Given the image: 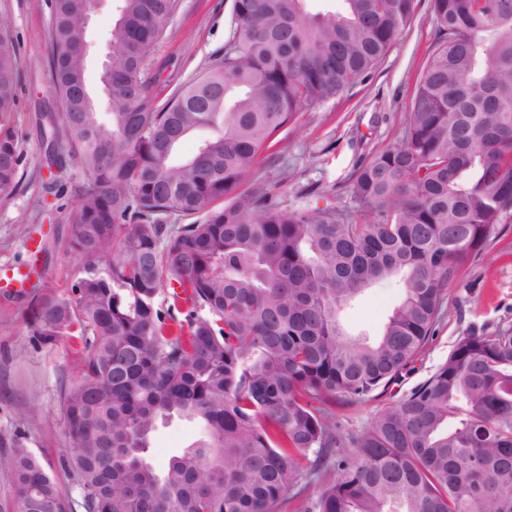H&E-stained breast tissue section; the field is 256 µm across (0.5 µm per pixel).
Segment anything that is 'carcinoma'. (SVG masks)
Wrapping results in <instances>:
<instances>
[{"instance_id":"cac0c4a2","label":"carcinoma","mask_w":512,"mask_h":512,"mask_svg":"<svg viewBox=\"0 0 512 512\" xmlns=\"http://www.w3.org/2000/svg\"><path fill=\"white\" fill-rule=\"evenodd\" d=\"M233 0L224 56L165 104L145 61L178 0H120L101 83L108 122L77 112L88 52L86 0H52L53 111L41 141L77 168L70 247L91 259L66 299L28 309L40 335L84 354L62 394L63 465L84 512H512V329L460 337L442 364L358 434L336 424L399 377L441 318L445 290L512 223V0H431L439 43L401 142L355 173L345 209L292 208L243 178L301 108L372 69L414 0ZM21 75L0 20V205L24 177L9 115ZM211 135L179 160L198 130ZM194 216L190 224L172 217ZM397 281L400 302L373 341L344 307ZM207 435L157 469L158 425ZM9 512H73L41 458L0 451Z\"/></svg>"}]
</instances>
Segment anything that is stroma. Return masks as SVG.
<instances>
[{
    "label": "stroma",
    "mask_w": 512,
    "mask_h": 512,
    "mask_svg": "<svg viewBox=\"0 0 512 512\" xmlns=\"http://www.w3.org/2000/svg\"><path fill=\"white\" fill-rule=\"evenodd\" d=\"M231 4L180 0L164 38L147 60L158 103L223 55L231 32ZM50 15L48 0H0V18L9 21L19 44L21 83L10 122L26 156L19 192L10 204L0 206V274L14 268L30 273L21 291L0 288V438L23 434L26 446L73 500L77 490L60 464L67 444L61 392L77 376L81 348L68 336L46 341L27 315L33 299L67 298L86 263L69 250L66 212L56 208L36 172V114L52 102L46 68ZM115 19L113 0H102L89 26L85 78L90 89L99 87ZM437 43L431 0H415L410 19L385 55L342 95L297 112L277 144L261 156L257 174L243 179L241 190L262 182L270 194L294 208L351 206L347 187L360 164L402 139L405 114ZM400 298L393 282L365 290L344 312L347 330L376 339ZM499 327L512 328V224L504 225L479 260L449 286L436 332L401 376L376 397L337 408L344 433H357L381 409L408 396L445 363L460 336ZM204 438L199 423L175 418L159 425L147 456L161 468Z\"/></svg>",
    "instance_id": "1"
}]
</instances>
